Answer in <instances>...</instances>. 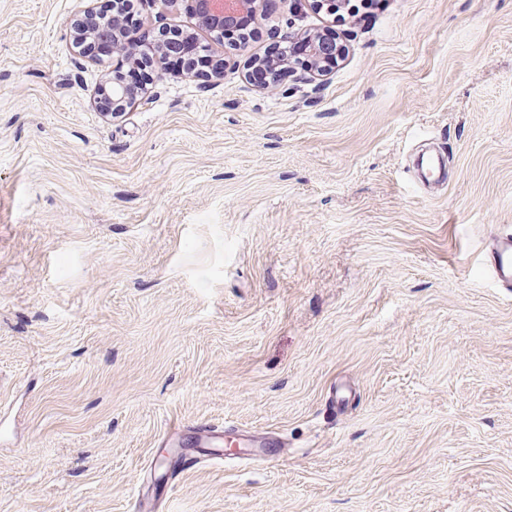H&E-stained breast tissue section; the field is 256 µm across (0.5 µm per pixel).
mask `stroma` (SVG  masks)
I'll return each instance as SVG.
<instances>
[{
  "label": "stroma",
  "instance_id": "35a3bbf8",
  "mask_svg": "<svg viewBox=\"0 0 512 512\" xmlns=\"http://www.w3.org/2000/svg\"><path fill=\"white\" fill-rule=\"evenodd\" d=\"M97 2L0 0V512H512V0H299L239 49L137 0L224 68L108 117ZM330 24V74L248 79ZM201 421L278 446L180 470ZM489 268L496 284L505 288L512 287V232L497 237Z\"/></svg>",
  "mask_w": 512,
  "mask_h": 512
}]
</instances>
